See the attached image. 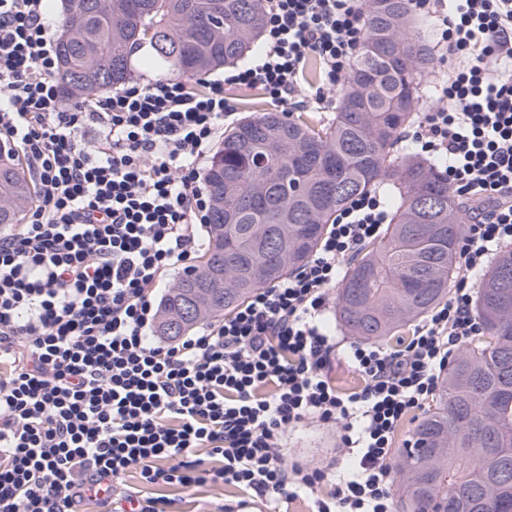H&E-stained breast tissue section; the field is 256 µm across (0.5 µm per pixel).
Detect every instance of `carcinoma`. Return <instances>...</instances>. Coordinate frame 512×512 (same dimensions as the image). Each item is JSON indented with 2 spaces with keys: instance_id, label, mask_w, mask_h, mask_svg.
I'll list each match as a JSON object with an SVG mask.
<instances>
[{
  "instance_id": "1",
  "label": "carcinoma",
  "mask_w": 512,
  "mask_h": 512,
  "mask_svg": "<svg viewBox=\"0 0 512 512\" xmlns=\"http://www.w3.org/2000/svg\"><path fill=\"white\" fill-rule=\"evenodd\" d=\"M264 0H63L56 39L63 98L79 101L131 76L133 49L162 77L200 82L259 47ZM366 31L333 118L285 120L268 110L224 132L205 171L209 244L199 264L162 297L157 332L188 335L232 314L252 293L314 254L336 213L355 196L388 187L393 220L341 276L339 321L378 342L448 298L458 270L462 213L439 166L398 147L428 93L431 57L412 26V0H365ZM36 191L0 142V226L19 224ZM431 196L442 207L423 213ZM512 248L480 279L475 309L485 339L461 349L413 447L395 464L399 512H512V318L496 316Z\"/></svg>"
}]
</instances>
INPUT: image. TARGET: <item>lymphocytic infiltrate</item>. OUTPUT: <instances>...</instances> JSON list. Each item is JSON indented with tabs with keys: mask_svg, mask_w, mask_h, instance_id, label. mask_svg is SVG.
<instances>
[{
	"mask_svg": "<svg viewBox=\"0 0 512 512\" xmlns=\"http://www.w3.org/2000/svg\"><path fill=\"white\" fill-rule=\"evenodd\" d=\"M439 25L448 74L404 139L444 161L465 207L462 275L408 341L351 344L363 385L342 395L322 316L343 262L390 221L379 192L352 199L299 270L219 323L174 343L151 331L155 290L205 248L201 161L233 115L232 91L287 106L315 58L325 101L362 42L364 0H267L264 50L245 66L199 89L134 80L68 108L45 0H0V139L38 194L21 224L0 227V512H77L131 471L261 502L304 493L313 512H394L395 430L483 335L474 288L512 245V0H455ZM311 421L336 425L355 461L346 473L285 460L284 432ZM201 447L217 465L190 459ZM329 480L333 493L317 497Z\"/></svg>",
	"mask_w": 512,
	"mask_h": 512,
	"instance_id": "1",
	"label": "lymphocytic infiltrate"
}]
</instances>
